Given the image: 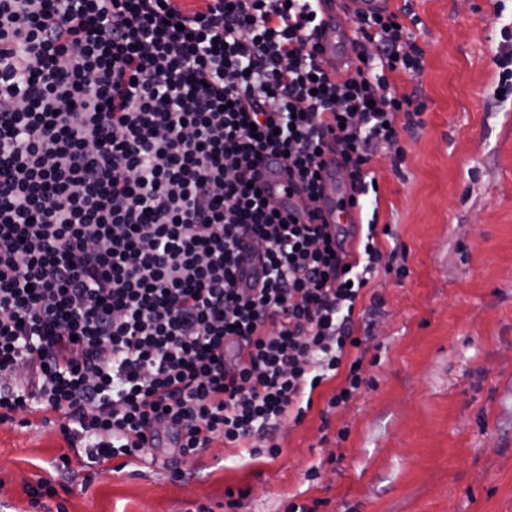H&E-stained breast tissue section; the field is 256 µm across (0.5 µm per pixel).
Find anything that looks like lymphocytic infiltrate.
Instances as JSON below:
<instances>
[{"label": "lymphocytic infiltrate", "instance_id": "lymphocytic-infiltrate-1", "mask_svg": "<svg viewBox=\"0 0 512 512\" xmlns=\"http://www.w3.org/2000/svg\"><path fill=\"white\" fill-rule=\"evenodd\" d=\"M317 0H0V421L59 414L90 464L266 443L362 387L360 294L405 277L368 220L301 224L265 156L319 200L323 156L369 194L376 144L421 112L392 90L422 56L395 13L354 20L325 69ZM260 266L246 285L244 253ZM261 184L265 195L278 208L288 212L294 210L302 215L303 221L305 200L297 192L288 191V179L280 158L269 156L261 166Z\"/></svg>", "mask_w": 512, "mask_h": 512}]
</instances>
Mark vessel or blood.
<instances>
[{"label":"vessel or blood","mask_w":512,"mask_h":512,"mask_svg":"<svg viewBox=\"0 0 512 512\" xmlns=\"http://www.w3.org/2000/svg\"><path fill=\"white\" fill-rule=\"evenodd\" d=\"M393 0H318L317 10L321 17L314 40L320 48L324 66L340 74H348L355 61L344 50L353 39L351 29L342 27L341 17H354L365 12L391 10ZM325 171L321 183V196L318 206L329 224H357L361 217L358 208L349 204L357 191L352 186L340 187L336 184V155L328 153L324 157ZM261 184L265 195L281 210L304 212L305 201L298 193L289 191L288 179L282 159L270 156L261 166Z\"/></svg>","instance_id":"obj_1"}]
</instances>
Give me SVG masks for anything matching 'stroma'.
Returning <instances> with one entry per match:
<instances>
[{
	"label": "stroma",
	"instance_id": "1",
	"mask_svg": "<svg viewBox=\"0 0 512 512\" xmlns=\"http://www.w3.org/2000/svg\"><path fill=\"white\" fill-rule=\"evenodd\" d=\"M423 53L399 92L424 106L400 129L404 152L370 164L383 249L406 256L404 278L380 275L359 306L381 305L361 391L322 424L335 389L313 394L280 454L249 459L214 442L181 463L171 449L117 457L106 472L71 455L57 413L0 423V512H35L28 486L56 490L46 512H512V0H396ZM71 467L58 469L60 456Z\"/></svg>",
	"mask_w": 512,
	"mask_h": 512
}]
</instances>
